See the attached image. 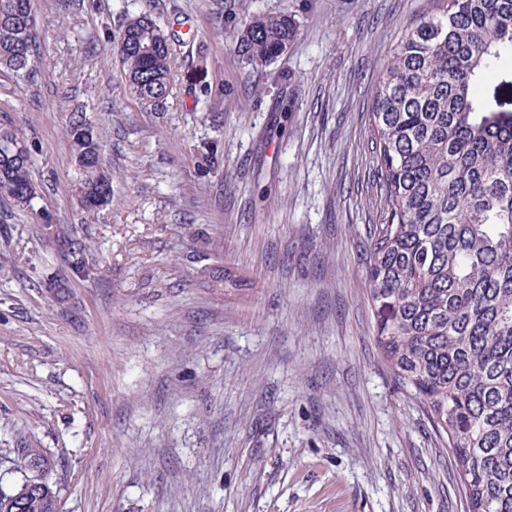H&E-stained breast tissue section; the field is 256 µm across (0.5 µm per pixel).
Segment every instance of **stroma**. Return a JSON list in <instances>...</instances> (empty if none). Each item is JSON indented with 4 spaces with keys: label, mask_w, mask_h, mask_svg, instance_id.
Masks as SVG:
<instances>
[{
    "label": "stroma",
    "mask_w": 512,
    "mask_h": 512,
    "mask_svg": "<svg viewBox=\"0 0 512 512\" xmlns=\"http://www.w3.org/2000/svg\"><path fill=\"white\" fill-rule=\"evenodd\" d=\"M422 0H155L182 38L166 112L140 111L100 49L115 0H33L30 80L0 110L39 145L40 216L0 224V448L57 466L61 512H468L451 454L401 388L368 300L385 203L371 150L376 74ZM224 15L213 33L214 12ZM285 11L299 34L266 69L226 39ZM224 85V121L201 101ZM85 106L113 176L83 220L63 126ZM223 166L202 171L200 145ZM46 224H73L104 278L70 298Z\"/></svg>",
    "instance_id": "1"
}]
</instances>
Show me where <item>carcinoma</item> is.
I'll use <instances>...</instances> for the list:
<instances>
[{"label":"carcinoma","instance_id":"carcinoma-1","mask_svg":"<svg viewBox=\"0 0 512 512\" xmlns=\"http://www.w3.org/2000/svg\"><path fill=\"white\" fill-rule=\"evenodd\" d=\"M107 43L129 95L144 112H164L175 85L177 35L140 0ZM32 0H0V70L30 77L36 59ZM287 12L241 22L232 43L247 65L273 63L293 43ZM512 63V0H423L378 71L371 149L385 221L371 232L370 304L383 356L402 388L428 408L458 469L469 512H512V110L480 94ZM206 111L224 112V93L204 85ZM64 134L78 171L84 212L112 201L98 131L86 110L68 111ZM35 142L0 123V196L38 214ZM206 170L218 142L201 146ZM69 278L96 279L89 244L71 224H47ZM35 464L43 480L0 474V512H59L45 448L0 449Z\"/></svg>","mask_w":512,"mask_h":512}]
</instances>
